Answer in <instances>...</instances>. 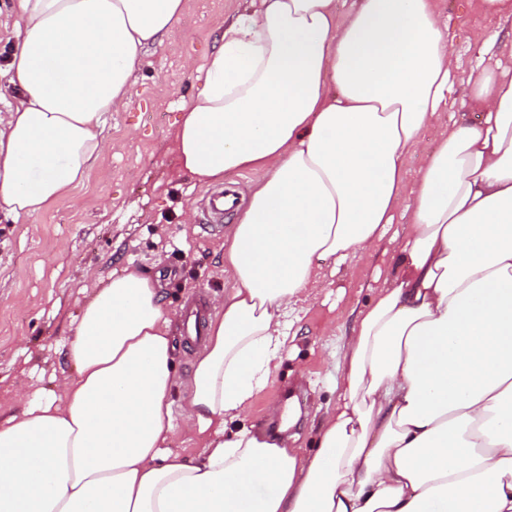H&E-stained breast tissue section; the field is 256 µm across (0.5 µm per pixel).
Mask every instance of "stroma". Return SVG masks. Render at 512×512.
Returning <instances> with one entry per match:
<instances>
[{
	"label": "stroma",
	"mask_w": 512,
	"mask_h": 512,
	"mask_svg": "<svg viewBox=\"0 0 512 512\" xmlns=\"http://www.w3.org/2000/svg\"><path fill=\"white\" fill-rule=\"evenodd\" d=\"M448 15V49L459 63L444 125L481 121L467 78L476 64L512 76V42L487 50L498 21L478 0H441ZM184 12L162 43L149 47L133 77L130 104L108 113L109 151L96 160L74 195L44 211L16 219L0 215V411L21 413L29 397L57 390L65 353L83 304L94 289L124 270L160 274L168 308L214 299L234 282L224 270V239L234 215L216 231L204 229L205 185L179 167L174 129L181 107L197 94L205 65L225 23L252 0H184ZM11 0H0V116L11 101L7 64L16 48ZM406 222L395 213L368 255L315 259L324 283L288 315V344L268 385L258 392L242 426L268 434L298 435L314 450L320 425L340 400L342 356L361 310L399 270L396 234ZM177 385L171 395L173 426L182 422V392L201 343L172 326Z\"/></svg>",
	"instance_id": "obj_1"
}]
</instances>
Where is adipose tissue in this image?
Masks as SVG:
<instances>
[{"label": "adipose tissue", "instance_id": "adipose-tissue-1", "mask_svg": "<svg viewBox=\"0 0 512 512\" xmlns=\"http://www.w3.org/2000/svg\"><path fill=\"white\" fill-rule=\"evenodd\" d=\"M259 0L225 26L175 130L182 168L259 172L183 398L192 457L165 449L175 384L159 278L96 289L62 392L0 418V512H512V79L471 77L479 125L447 128L439 0ZM16 96L0 117V211L42 212L106 149L148 46L184 0H15ZM436 145L415 179L405 159ZM400 274L361 311L343 396L308 453L228 430L269 381L314 258L375 249L403 196Z\"/></svg>", "mask_w": 512, "mask_h": 512}]
</instances>
